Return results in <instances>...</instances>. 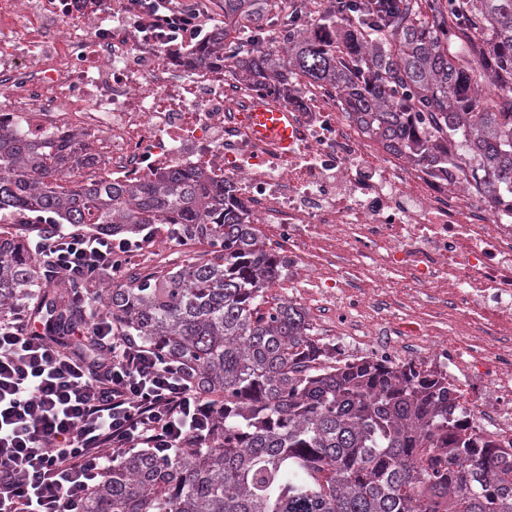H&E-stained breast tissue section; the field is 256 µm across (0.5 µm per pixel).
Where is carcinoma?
Segmentation results:
<instances>
[{"instance_id":"cac0c4a2","label":"carcinoma","mask_w":512,"mask_h":512,"mask_svg":"<svg viewBox=\"0 0 512 512\" xmlns=\"http://www.w3.org/2000/svg\"><path fill=\"white\" fill-rule=\"evenodd\" d=\"M284 0H224L190 63L237 80L336 93L345 117L434 174L472 172L489 195L512 190V0H327L298 25ZM253 27L288 32L279 52ZM492 86L496 96L481 91ZM96 157L0 129V210L40 213L131 238L167 224L208 254L99 293L115 331L191 372L213 402L210 438L177 454L124 455L82 512H512V460L454 420L447 379L409 363L327 361L303 309L267 292L286 260L205 172L139 183L80 178ZM30 242L0 234V318L46 293ZM80 280L52 293L50 332L90 317Z\"/></svg>"}]
</instances>
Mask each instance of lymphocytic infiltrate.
Returning <instances> with one entry per match:
<instances>
[{"instance_id": "lymphocytic-infiltrate-1", "label": "lymphocytic infiltrate", "mask_w": 512, "mask_h": 512, "mask_svg": "<svg viewBox=\"0 0 512 512\" xmlns=\"http://www.w3.org/2000/svg\"><path fill=\"white\" fill-rule=\"evenodd\" d=\"M145 39L197 40L202 0H124ZM35 254L49 282L111 280L138 240L65 229L44 218ZM66 349L35 329L29 309L0 319V512H81L113 462L137 448L170 451L205 439L212 406L183 368L117 334L94 309Z\"/></svg>"}]
</instances>
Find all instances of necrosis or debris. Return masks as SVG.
<instances>
[{
    "mask_svg": "<svg viewBox=\"0 0 512 512\" xmlns=\"http://www.w3.org/2000/svg\"><path fill=\"white\" fill-rule=\"evenodd\" d=\"M105 0H0V127L89 146L96 172L141 182L175 167L223 181L336 357L447 377L470 433L512 458V195L442 177L348 121L335 94L257 88L177 64L106 20ZM288 109L289 152L244 120Z\"/></svg>",
    "mask_w": 512,
    "mask_h": 512,
    "instance_id": "obj_1",
    "label": "necrosis or debris"
}]
</instances>
